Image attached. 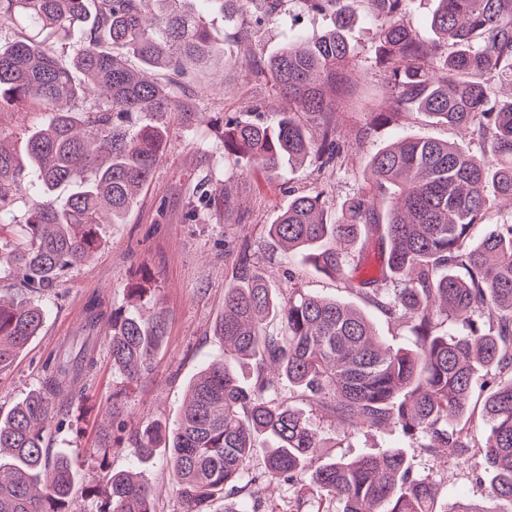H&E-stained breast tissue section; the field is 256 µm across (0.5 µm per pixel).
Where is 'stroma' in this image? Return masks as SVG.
Masks as SVG:
<instances>
[{"label":"stroma","instance_id":"stroma-1","mask_svg":"<svg viewBox=\"0 0 512 512\" xmlns=\"http://www.w3.org/2000/svg\"><path fill=\"white\" fill-rule=\"evenodd\" d=\"M208 22L223 43L226 57L249 49L263 58L286 43L295 30L315 36L330 29L334 17L309 10L304 0H283L278 14L258 26L228 22L218 13L210 14ZM346 36L355 49L357 90L336 98L334 118L346 144L340 166L321 168L314 162L286 165L280 178L270 183L258 175L241 173L224 157L226 118L252 108L270 119L280 110V103L274 100L269 84L244 82L230 67L188 74L185 81L195 93L202 114L200 124L187 128L180 115L171 116L168 152L124 223L101 225V245L93 258L70 271L57 288L41 297L46 312L41 332L10 368L0 372L1 411H8L39 385L50 356L75 346L90 303H99L109 312L125 305L128 288L138 287L145 289L148 299L160 302L167 317L166 341L152 370L133 386L123 385L112 368L106 343L98 344L93 371L78 383L65 408V426L51 435L52 448L78 464L74 472L80 492L77 512H97L102 499L88 496V489L104 486L106 472L132 467L149 482L168 487V494L159 501V512H174L176 503L170 489L175 480L164 451L142 463L130 447L104 459L92 455L91 450L101 445L103 432L112 428L107 409L117 391L122 394L121 413L128 425L155 422L176 426L189 381L205 363L224 356V344L215 336L213 326L224 307V286L241 252H249L275 270L279 287L293 281L306 291L352 303L372 317L385 345L394 349L411 346L413 336L408 327L390 322L357 291L339 287L334 279L300 258L284 256L272 247L265 232L266 224L273 222L294 194L322 189L330 206L339 207L365 186L369 158L396 138L425 137L448 140L473 151L479 148L477 141L434 123L420 112H402L389 122L374 121L373 114L381 107L375 94L376 24L359 17ZM207 174L214 182L234 188L233 209L228 215L214 210L193 222L186 216L188 197ZM391 447L405 452L415 473L437 483L441 502L451 504L463 498L488 505L492 475L476 450L443 462L415 448L399 432L363 428L339 437L335 447L322 449L321 454L353 459Z\"/></svg>","mask_w":512,"mask_h":512}]
</instances>
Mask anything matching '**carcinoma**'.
<instances>
[{
  "instance_id": "carcinoma-1",
  "label": "carcinoma",
  "mask_w": 512,
  "mask_h": 512,
  "mask_svg": "<svg viewBox=\"0 0 512 512\" xmlns=\"http://www.w3.org/2000/svg\"><path fill=\"white\" fill-rule=\"evenodd\" d=\"M248 0H0V112L35 110L46 122L25 131L27 165L0 133V224L16 221L30 186L40 198L22 220L28 242L0 241V272L21 295L0 297V371L43 327L34 297L100 245L102 215L114 224L137 203L167 151L162 119H200L192 94L153 76L225 65L206 8L224 17ZM331 10L333 28L296 33L264 62L236 61L246 80L271 84L288 100L275 124L258 118L224 122V156L248 172L278 177L283 163L314 157L341 163L345 145L330 118L348 81L353 49L348 25L368 6L377 20L379 89L398 112H422L477 139L478 153L449 141L403 137L368 162V187L329 212L326 194L298 195L268 225V238L319 272L353 288L395 323L409 326L413 347L384 346L369 316L355 306L278 288L267 268L238 256L214 323L224 358L188 384L174 430L153 423L108 440L103 453L131 441L140 460L164 445L176 479V512H210L232 496L231 512H263L249 487L258 477L292 489L289 512H512V220L472 238L496 200H512V97L500 101L496 81L512 78V0H437L430 26L436 41L419 39L408 19L411 0H305ZM141 67L128 66L126 57ZM70 194L58 199L60 185ZM230 188L190 201L229 211ZM100 324L88 309L79 347L49 360L37 389L0 415V512H73L74 463L50 457L52 426L63 425L54 401L67 381L94 364L90 333ZM166 333L163 312L112 311L106 337L112 366L130 384L151 371ZM288 385L290 397L272 394ZM485 394L481 415L490 434H475L471 398ZM324 412L338 431L394 428L416 447L443 459L482 450L493 473V508L438 505V487L415 474L390 448L356 459H326L308 414ZM264 453L256 475L251 461ZM97 512H158L156 487L128 470L107 479Z\"/></svg>"
}]
</instances>
